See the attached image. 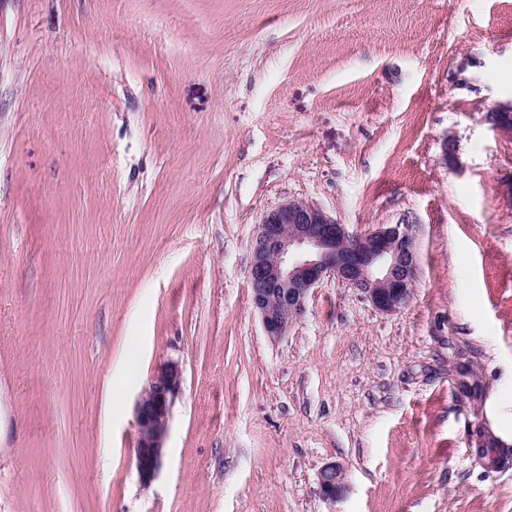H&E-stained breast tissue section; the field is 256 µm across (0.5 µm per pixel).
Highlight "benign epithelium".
<instances>
[{
	"label": "benign epithelium",
	"instance_id": "1",
	"mask_svg": "<svg viewBox=\"0 0 512 512\" xmlns=\"http://www.w3.org/2000/svg\"><path fill=\"white\" fill-rule=\"evenodd\" d=\"M488 120L512 134V102L497 106ZM251 247V302L265 335L274 341L286 335L312 288L326 277L345 283L384 313L407 305L412 296L417 256L408 224H381L356 237L318 206L287 200L264 214ZM181 376L177 363L166 364L135 403V466L144 484L162 467ZM319 486L326 499H336L344 487L343 467L331 463L322 468Z\"/></svg>",
	"mask_w": 512,
	"mask_h": 512
}]
</instances>
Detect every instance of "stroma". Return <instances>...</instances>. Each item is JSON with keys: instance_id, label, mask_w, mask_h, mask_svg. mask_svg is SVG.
<instances>
[{"instance_id": "obj_1", "label": "stroma", "mask_w": 512, "mask_h": 512, "mask_svg": "<svg viewBox=\"0 0 512 512\" xmlns=\"http://www.w3.org/2000/svg\"><path fill=\"white\" fill-rule=\"evenodd\" d=\"M511 100L512 0H0V512H512V456L477 452ZM289 199L411 225V301L328 278L269 340L251 240ZM171 361L145 485L133 406ZM344 469L340 464L326 465L319 473V486L322 495L329 500L336 499L344 487Z\"/></svg>"}]
</instances>
